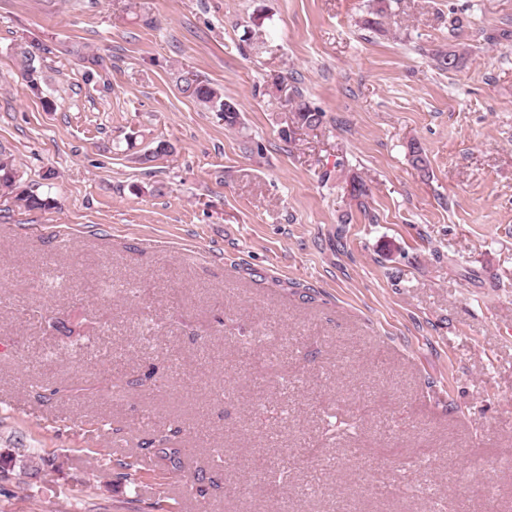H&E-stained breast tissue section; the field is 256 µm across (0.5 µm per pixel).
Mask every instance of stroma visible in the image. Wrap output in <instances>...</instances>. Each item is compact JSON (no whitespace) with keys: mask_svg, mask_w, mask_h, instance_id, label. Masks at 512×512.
<instances>
[{"mask_svg":"<svg viewBox=\"0 0 512 512\" xmlns=\"http://www.w3.org/2000/svg\"><path fill=\"white\" fill-rule=\"evenodd\" d=\"M369 5L0 0V512H512V0ZM431 60L435 68L440 71H457L465 61V51L458 44H448L446 48L432 50ZM180 81L184 83L186 89L194 86L191 94L209 111L223 113L225 126L234 128L239 123L238 105L226 98L223 90L211 86L199 75L191 72L183 73ZM294 101V110L297 116L296 123H301V126L315 127L322 123L323 112L318 108L313 107L306 101L302 94H296Z\"/></svg>","mask_w":512,"mask_h":512,"instance_id":"obj_1","label":"stroma"}]
</instances>
